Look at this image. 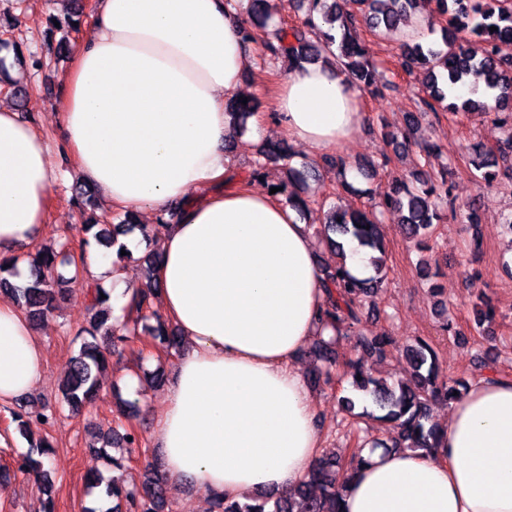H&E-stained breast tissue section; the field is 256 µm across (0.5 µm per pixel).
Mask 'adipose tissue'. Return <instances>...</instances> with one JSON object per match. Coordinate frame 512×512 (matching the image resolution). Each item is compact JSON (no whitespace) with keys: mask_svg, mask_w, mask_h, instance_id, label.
Here are the masks:
<instances>
[{"mask_svg":"<svg viewBox=\"0 0 512 512\" xmlns=\"http://www.w3.org/2000/svg\"><path fill=\"white\" fill-rule=\"evenodd\" d=\"M243 15L224 0H98L57 100L62 142L110 205L182 210L165 225L154 277L187 343L158 417L160 475L211 496L287 491L322 451L314 400L296 365L317 320L323 273L306 223L266 192L229 185L224 110L251 63ZM361 91L307 65L281 84L295 143L339 150L365 121ZM51 146L0 105V255L40 236L55 172ZM44 347L0 301V401L29 393ZM343 512H512V379L485 376L451 405L433 454L365 453Z\"/></svg>","mask_w":512,"mask_h":512,"instance_id":"ef3b65f1","label":"adipose tissue"}]
</instances>
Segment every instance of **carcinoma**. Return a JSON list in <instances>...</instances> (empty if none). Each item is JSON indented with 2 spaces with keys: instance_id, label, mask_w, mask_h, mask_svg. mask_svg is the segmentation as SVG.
I'll return each mask as SVG.
<instances>
[{
  "instance_id": "1",
  "label": "carcinoma",
  "mask_w": 512,
  "mask_h": 512,
  "mask_svg": "<svg viewBox=\"0 0 512 512\" xmlns=\"http://www.w3.org/2000/svg\"><path fill=\"white\" fill-rule=\"evenodd\" d=\"M305 6L304 19L294 25L276 22L270 12V0H227L226 6L246 15V26L242 29L243 41L250 45L259 43L265 55L288 62V72L307 63L328 60L345 72L351 81L364 91H370L384 79L383 71L368 59L360 44L358 28L366 24L370 29L395 32L400 24L411 17H419L427 25L437 26L441 31L444 47L424 44L411 37L400 47L401 69L411 74L418 68H427L424 84L425 97L419 103V111L438 113L442 110L452 116L481 114L494 117L501 130L498 142L499 161L490 166L479 157L469 158L479 178L491 184L501 180L512 181V0H345L348 8L337 6L339 0H299ZM318 13L322 24H317L313 13ZM497 30L492 31L490 27ZM469 36L480 44L472 49L463 44ZM470 84V95L454 96L459 85ZM228 112L240 124L255 115V108L242 104L239 97L224 104ZM292 152L283 140L261 145L258 157L253 161L250 177L260 176L270 163L287 166L286 180L277 183L281 190L272 197L282 201L298 212L303 219L311 216L310 201L301 196L302 186L316 176V166L291 165ZM324 164L336 170L339 186L346 191L357 188L346 178L351 164L339 155L324 157ZM450 189L447 172L429 174L421 186L411 187L402 179H393L383 197L374 201L371 210H341L319 203V208H328L321 223L311 225L314 234L336 254V264L325 272V299L319 311V321L336 335L354 336L357 355L346 362L353 390L368 396L380 410L373 416L387 438L371 440L361 436L360 418L367 411L355 412V403L344 397L339 400L341 410L352 418L354 448L348 458L342 460L326 453L319 457L308 478L291 493L277 497L259 492L243 500L219 497L214 501L215 512H340L339 504L347 483L355 468L363 462L362 451L367 444L373 447L421 451L429 454L439 447L443 439V428L433 421L431 405L441 401L449 403L462 394L469 382L462 377H448L440 371L438 355L434 347L422 338L407 346L405 356L412 371V379L396 386L374 378L366 363L384 357L389 345V335L383 331L364 332L367 298L379 294L387 287L386 245L380 233L377 210L398 213L404 239L421 253L416 268L427 278L433 264L437 263L439 241L437 226L441 220V209L448 206ZM71 203L84 213L90 212L86 224L82 225V242L90 245L114 244L118 236L135 230L148 241L150 250L137 259L131 254L116 251L113 261L115 269L136 261L145 267L148 274L146 287L134 291L129 302V313L136 314L132 321L116 325L112 321L110 296L96 280L85 281V256L75 257L65 251L42 248L27 256L29 275L18 284L16 262L13 257L0 259V288L13 294L17 306L35 325L47 318L65 297L69 286L84 283L89 298V310L93 317L89 327L80 331L75 339L81 340L77 355L71 357L62 387V397L73 413L79 412L97 394L100 387L99 374L112 355H120L131 337L143 331L154 341H159L168 350H177L178 336L162 317L152 310V300L158 289L153 281V268L159 261L156 243L150 240L149 226L136 223L135 215L129 212L112 216L107 223L106 213L95 203L94 193L86 186L75 189ZM351 238L362 248L374 252L370 264L374 275L359 279L347 267L344 240ZM474 324L478 330L493 321L495 306L488 297H481L474 304ZM107 340V346L99 338ZM313 358L312 380L329 384L339 365L335 342L321 341L319 348L311 352ZM19 411L13 412V421L19 430L28 425L33 407L31 401H17ZM119 440L128 448H138L141 440L134 430L114 429L103 437L99 453L105 466L121 472V476L104 478L97 472L88 477L90 488L100 489V497L114 503L110 512H164L166 504L165 484L158 474L139 476L131 471L130 458H115L104 451V447ZM39 458L28 454L21 460L19 469L40 474L47 484L46 502L42 512H55L50 487L52 479L44 468L42 458L51 453V445L42 440L36 444Z\"/></svg>"
}]
</instances>
